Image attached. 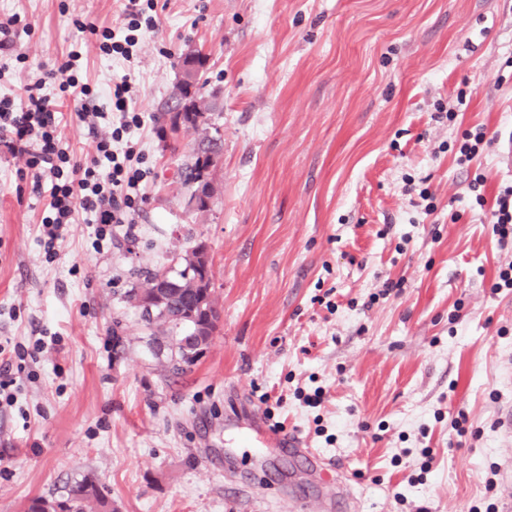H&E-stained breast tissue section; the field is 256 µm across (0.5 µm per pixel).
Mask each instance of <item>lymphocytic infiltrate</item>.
<instances>
[{"instance_id":"lymphocytic-infiltrate-1","label":"lymphocytic infiltrate","mask_w":512,"mask_h":512,"mask_svg":"<svg viewBox=\"0 0 512 512\" xmlns=\"http://www.w3.org/2000/svg\"><path fill=\"white\" fill-rule=\"evenodd\" d=\"M123 12L128 20L126 30L103 31L99 49L105 55L127 60L137 49L139 31L154 28L156 17L142 0H125ZM80 60V52L71 51L58 69L27 85L23 101L0 96V147L23 159L36 178L51 180L40 229V243L49 259L57 253L64 226L75 223L78 214H86L97 236L102 237L113 226L134 223L145 201L140 185L146 174L132 140L144 120L141 113L129 109L132 85L128 78H121L113 82L106 100H99L88 85L79 82ZM52 80L61 93L76 90L81 94L76 116L95 144L89 165L74 162L60 145L59 113L45 92ZM105 117L111 118V128L101 127Z\"/></svg>"}]
</instances>
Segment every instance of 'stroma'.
Wrapping results in <instances>:
<instances>
[{
  "label": "stroma",
  "instance_id": "35a3bbf8",
  "mask_svg": "<svg viewBox=\"0 0 512 512\" xmlns=\"http://www.w3.org/2000/svg\"><path fill=\"white\" fill-rule=\"evenodd\" d=\"M155 2L126 62L99 49L127 24L120 0H0L25 58L7 60L0 95L22 100L80 48L99 95L130 77L149 171L133 227L101 239L78 222L49 260L47 195L0 149V343L61 338L0 408V512L86 475L118 512H284L293 482L292 512H318L325 489L301 462L257 469L236 446L252 411L339 468L350 512H504L512 290L493 285L512 243L489 207L512 184V0ZM188 50L207 58L224 143L197 215L181 170L200 136L172 131L169 111ZM439 104L453 120L437 122ZM57 109L64 148L89 163L76 101ZM479 129L491 146L458 164ZM201 241L221 321L176 371L124 294ZM318 388L319 406L299 400Z\"/></svg>",
  "mask_w": 512,
  "mask_h": 512
}]
</instances>
